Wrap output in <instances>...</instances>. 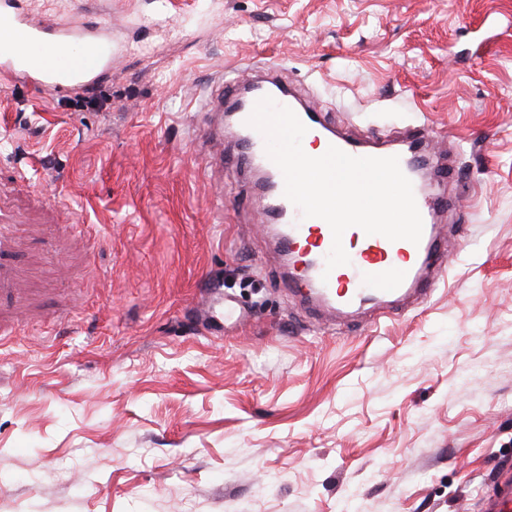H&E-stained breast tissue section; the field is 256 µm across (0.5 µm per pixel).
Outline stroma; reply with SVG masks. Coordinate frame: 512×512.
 <instances>
[{"label": "stroma", "mask_w": 512, "mask_h": 512, "mask_svg": "<svg viewBox=\"0 0 512 512\" xmlns=\"http://www.w3.org/2000/svg\"><path fill=\"white\" fill-rule=\"evenodd\" d=\"M20 6L101 26L112 70L0 80V512H484L512 468V0ZM256 64L454 159L433 293L327 320L281 287L198 109Z\"/></svg>", "instance_id": "1"}]
</instances>
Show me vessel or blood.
<instances>
[{"instance_id": "obj_1", "label": "vessel or blood", "mask_w": 512, "mask_h": 512, "mask_svg": "<svg viewBox=\"0 0 512 512\" xmlns=\"http://www.w3.org/2000/svg\"><path fill=\"white\" fill-rule=\"evenodd\" d=\"M112 66V49L98 30L69 29L51 21L35 22L18 11L16 0H0V75L23 80L36 95L58 94L77 83L89 88ZM219 97L201 103L212 112L224 105L245 101L237 123L246 126L256 102L266 96L293 110L308 135L323 146H335L355 157H385L389 151L372 136L357 137L329 126L321 109L300 100L283 86L279 77L258 74L241 81L237 71H225L219 81ZM398 152L400 168L407 177L429 162L428 133L424 128L406 129ZM234 168L256 176V188L265 202L264 217L271 224L284 225L275 245L288 271L284 284L290 293L308 299L329 316L343 317L363 303L394 302L409 292L431 293L448 270V242L437 231L436 218L452 202L446 186L454 172L450 161L435 164L436 189H415L414 196L423 220L419 243L391 241L380 235H361L362 248L352 254L349 264L327 269L326 257L333 236L327 223L313 225L284 195V178L269 159L265 139L250 130L239 140L233 153Z\"/></svg>"}]
</instances>
